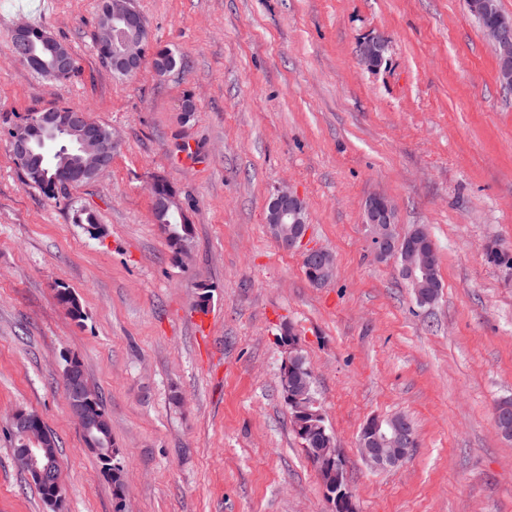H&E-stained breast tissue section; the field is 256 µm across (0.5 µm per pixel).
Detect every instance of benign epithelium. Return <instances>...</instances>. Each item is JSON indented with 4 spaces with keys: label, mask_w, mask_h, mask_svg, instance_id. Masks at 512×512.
Masks as SVG:
<instances>
[{
    "label": "benign epithelium",
    "mask_w": 512,
    "mask_h": 512,
    "mask_svg": "<svg viewBox=\"0 0 512 512\" xmlns=\"http://www.w3.org/2000/svg\"><path fill=\"white\" fill-rule=\"evenodd\" d=\"M101 15L98 36L106 40L111 48L105 64L112 68V72H135L141 68L147 57L154 56L148 27L144 17L133 7L132 0H104ZM483 32L494 45L503 69L504 85L508 87L512 85V18L501 17L495 23L484 26ZM14 41L31 67L43 72L44 76L60 79L70 72V50L53 46L51 37H46L45 42L53 47L54 66L46 70L43 69L39 57L25 51L28 42L27 25L16 27ZM387 49L386 37L378 34L360 42L357 53L365 66L374 69L383 61ZM29 125L47 130L52 140L64 135L79 145L82 157L78 172L66 174L67 180L91 182L99 179L112 167V130L101 129L91 123L82 112H39L31 115L30 120L15 130L10 138L13 154L19 164H25L30 155L29 139L25 132V127ZM152 187L157 189L152 196L153 211H162L173 203H179L175 190L164 177H156ZM364 216L375 256L381 260L398 258L402 274L418 302L423 305L433 304L442 288L439 278L428 276L424 268L409 260L413 253L426 247H434L427 226L419 225L407 235L396 237L395 209L383 196H373L366 201ZM266 224L271 236L282 248L289 251L298 248L304 242L308 230L304 200L287 186L279 188L267 201ZM302 259L311 282L320 285L332 277L335 259L329 251L309 248L303 251ZM283 344L287 349L285 366L297 368L301 363L299 343L286 338ZM63 360V374L68 381L70 412L81 425L91 422L95 419L92 409L93 388L85 380L76 355L65 352ZM9 423L14 438L20 443L15 453L19 467L25 471L31 482L43 489L50 502L61 505L65 492L62 472L43 464L39 448L32 440L33 433L41 430V415L36 411L19 409L12 414ZM365 428V436L359 441L360 453L371 468L397 467L407 459L410 452L409 436L401 419H391L389 427L384 428L381 419L371 417L366 421ZM317 453L335 458L336 499L341 503L352 500L338 449L320 448Z\"/></svg>",
    "instance_id": "obj_1"
}]
</instances>
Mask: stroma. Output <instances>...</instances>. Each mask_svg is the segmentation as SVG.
I'll use <instances>...</instances> for the list:
<instances>
[{
	"label": "stroma",
	"mask_w": 512,
	"mask_h": 512,
	"mask_svg": "<svg viewBox=\"0 0 512 512\" xmlns=\"http://www.w3.org/2000/svg\"><path fill=\"white\" fill-rule=\"evenodd\" d=\"M39 2L0 0V512H52L14 460L21 408L59 441L64 512H113L69 412L66 351L103 398L129 512H335L281 392L284 324L355 512H512V440L493 421L512 397V265L486 258L512 255V89L465 0H132L154 47L182 63L130 77L95 53L101 0ZM23 16L69 48L75 76L50 81L16 60ZM375 33L388 50L371 70L357 46ZM68 105L111 128L115 148L105 176L55 201L26 184L7 131ZM156 176L193 227L187 263L154 221ZM283 185L307 204V246L335 256L325 285L268 232L265 204ZM376 195L397 235L428 226L434 304L374 257L362 220ZM78 206L101 237L75 223ZM63 286L82 320L58 303ZM400 414L417 448L371 469L362 425Z\"/></svg>",
	"instance_id": "obj_1"
}]
</instances>
